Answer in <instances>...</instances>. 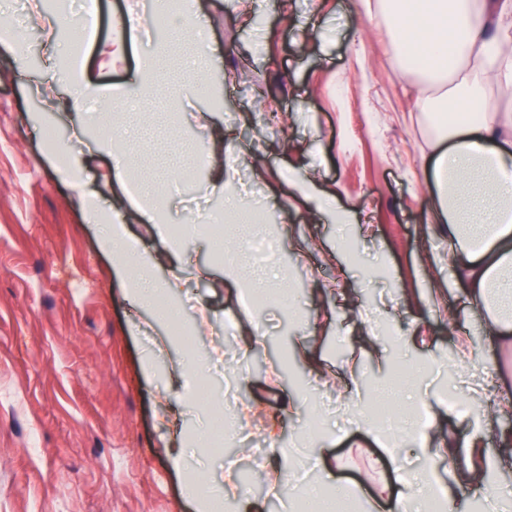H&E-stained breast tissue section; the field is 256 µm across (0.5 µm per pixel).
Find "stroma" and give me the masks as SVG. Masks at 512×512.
Wrapping results in <instances>:
<instances>
[{"label":"stroma","mask_w":512,"mask_h":512,"mask_svg":"<svg viewBox=\"0 0 512 512\" xmlns=\"http://www.w3.org/2000/svg\"><path fill=\"white\" fill-rule=\"evenodd\" d=\"M125 2L99 0V30L80 66L84 80L108 92L169 39L150 31L125 65L113 66V19ZM355 2L265 0L248 21L225 0H201L188 51L222 89L212 114L224 130L226 175L254 187L250 200L274 228L271 263L288 273V300L248 308L211 237L184 234V248L208 271L202 286L177 297L186 327L198 305L210 308L209 330L196 335L173 333L124 297L99 246L102 228L85 220L71 182L55 173L73 165L110 198L111 159L93 137L73 134L78 112L96 119L102 101L38 116L50 45L29 22L17 27L27 53L0 45V512H193L183 477L218 487L226 472L244 469L262 512H297L307 483L335 464L344 482L366 491L356 512L382 486L394 491L427 469L472 512H498L493 493H512V339L498 336L469 288L438 264L448 239L429 224L425 204L421 163L436 128L416 97L441 106L455 79L392 63L389 27L365 24ZM246 70L261 94L241 80ZM130 109L164 114L183 139L198 137L186 106L165 95L132 97ZM180 161L195 181L170 192L173 224L221 204L195 153ZM292 169L335 193L344 223L293 197ZM256 320L261 333L242 351L238 328ZM137 323L144 331H134ZM297 335L319 372L296 354ZM161 336L168 348L145 373L143 358ZM395 353L416 371L397 408L425 407V440L457 449L454 467L422 456L419 441L394 444L353 428L388 383ZM182 356L198 365L188 397H172L159 418L169 364ZM447 383L463 404L455 414L442 400ZM319 408L326 415L315 433L307 421ZM217 418L256 438L275 422L278 437L273 447L245 443L235 453L190 444L175 469L164 442L208 434ZM275 468L287 480L274 493Z\"/></svg>","instance_id":"1"}]
</instances>
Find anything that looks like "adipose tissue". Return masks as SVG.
Listing matches in <instances>:
<instances>
[{"label":"adipose tissue","mask_w":512,"mask_h":512,"mask_svg":"<svg viewBox=\"0 0 512 512\" xmlns=\"http://www.w3.org/2000/svg\"><path fill=\"white\" fill-rule=\"evenodd\" d=\"M393 12L397 24L392 55L410 70L450 73L456 65L467 64L472 78L457 99L471 106L484 100L486 73H493L498 86L512 89V0H393ZM151 71L146 63L129 70L125 87L109 98L75 73L66 82L46 76L41 92L50 110L74 98H105L102 116L111 119L112 136L100 140L98 149L113 160L118 193L106 202L76 169L67 166L58 175L74 184V200L88 223L105 229L101 247L112 257L126 298L152 306L160 319L175 322L180 312L172 297L194 287L196 275L177 266L168 277H157V268L177 255L171 242L149 255L128 233L129 225L163 221L155 193L160 174L148 168L131 177L127 161L129 144L148 135L146 126L130 117L128 98L131 92L149 89ZM195 120L203 132L213 192L223 197L225 208L237 212V237H256L261 227L255 214L224 177L223 133L214 130L210 113H197ZM426 175L431 180L430 221L442 225L448 236L449 266L462 272L497 330L512 334V122L465 116L443 127ZM184 493L196 512H207L221 496L232 498L236 512H257L255 502L232 476L221 493L190 479L184 482Z\"/></svg>","instance_id":"obj_1"}]
</instances>
